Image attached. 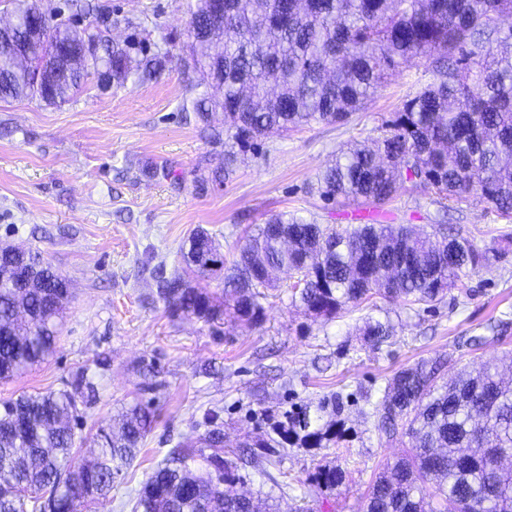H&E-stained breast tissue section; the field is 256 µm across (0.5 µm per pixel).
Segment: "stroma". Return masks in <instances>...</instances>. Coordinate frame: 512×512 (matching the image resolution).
I'll return each instance as SVG.
<instances>
[{
  "label": "stroma",
  "mask_w": 512,
  "mask_h": 512,
  "mask_svg": "<svg viewBox=\"0 0 512 512\" xmlns=\"http://www.w3.org/2000/svg\"><path fill=\"white\" fill-rule=\"evenodd\" d=\"M118 25L149 31L169 60L148 82L87 90L59 106L29 99L0 100V244L42 252L65 276L73 297L54 353L25 373L0 380V403L23 393L54 391L76 374L93 377L96 402L87 409L78 456L93 450L101 421L139 399L155 421L137 458L117 476L92 512H131L127 501L178 442L204 434L205 416L218 411L224 443L236 447L269 428L268 419L294 404L317 405L340 392L347 440L338 448H289L266 471L243 472V488L273 495L279 512H364L367 487L380 465L401 451L379 441L363 413L365 393L420 360L453 353L449 375L512 358V331L489 337L501 313L512 314V245L500 259L466 277L467 298L452 296L414 309L374 299L333 320L291 305L288 271L264 300L256 327H213L171 315L154 299L150 270L174 269L194 229L202 227L232 258L244 238L270 215L288 212L321 224H412L429 230L439 208L426 189L405 183L388 204L369 209L324 200L321 172L340 148L377 137L404 101L431 81L421 64L402 65L365 107L344 124L314 122L264 139L230 178L218 177L224 143L186 119L199 96L179 59L187 52V0H95ZM170 171L155 179L152 167ZM448 223L483 243L512 238L480 198L448 214ZM390 320L389 344L374 350L360 329L365 318ZM485 337L480 348L467 340ZM153 365L157 390H147L144 365ZM340 469L343 482L320 491L318 467Z\"/></svg>",
  "instance_id": "obj_1"
}]
</instances>
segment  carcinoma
I'll return each mask as SVG.
<instances>
[{"label": "carcinoma", "instance_id": "carcinoma-1", "mask_svg": "<svg viewBox=\"0 0 512 512\" xmlns=\"http://www.w3.org/2000/svg\"><path fill=\"white\" fill-rule=\"evenodd\" d=\"M66 11L87 18L83 37L95 55L59 71L47 68L50 48L79 40L78 30L46 16L41 50L19 59L0 44V99L66 100L110 73L123 88L163 67L147 52L148 36L122 44L90 18L83 0ZM512 0H224V20L193 47L196 85L214 81L222 99L192 101L195 119L211 127L224 112V172L255 151L274 130L311 122L341 123L405 63H424L433 81L407 99L369 146L340 152L320 178L322 195L386 204L405 182L434 191L446 211L474 197L512 220ZM435 241L403 224H317L293 214L266 219L226 264L203 228L181 251L182 267L158 280L157 296L174 315L215 325L229 317L258 325L271 274L293 271L290 298L331 320L374 296L414 307L431 304L464 277L501 255L468 234L433 225ZM28 259L29 288L15 287L14 262ZM224 276V289L191 285L193 276ZM71 299L69 280L41 253L0 246V379L22 374L53 353ZM380 348L393 334L387 320L361 328ZM453 354L425 360L386 380L370 417L380 438L407 439L404 454L372 480L365 512H512V381L489 366L442 381ZM97 394L84 375L70 386L23 394L0 405V512H82L112 490L136 458L154 411L135 402L98 428L99 451L74 462L76 431ZM340 393L316 410L300 405L271 424L260 448H328L344 440ZM211 429L200 447L179 443L132 499L131 512H270L267 500L240 494L243 466L258 461L238 450L224 458V434ZM318 486L333 490L343 473L318 468Z\"/></svg>", "mask_w": 512, "mask_h": 512}]
</instances>
